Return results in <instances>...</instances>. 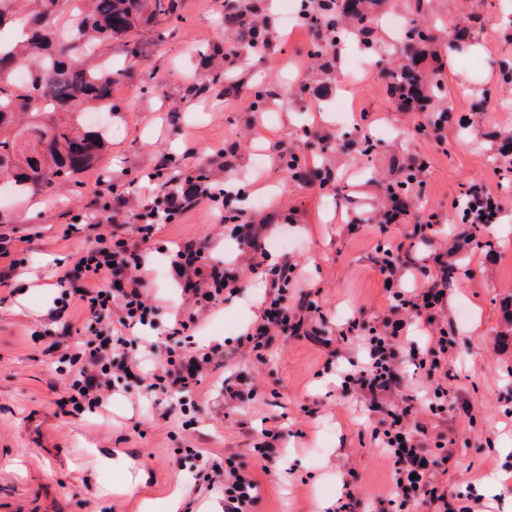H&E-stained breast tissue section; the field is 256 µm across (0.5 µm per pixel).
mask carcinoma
Returning <instances> with one entry per match:
<instances>
[{
    "label": "carcinoma",
    "mask_w": 512,
    "mask_h": 512,
    "mask_svg": "<svg viewBox=\"0 0 512 512\" xmlns=\"http://www.w3.org/2000/svg\"><path fill=\"white\" fill-rule=\"evenodd\" d=\"M375 0H362L352 14L344 0H307L302 14L313 21L320 38L308 57L327 75L334 67L329 51L340 41L355 40L367 48L377 44L379 19ZM175 11V0H0V31L24 22L26 38L0 41V182L15 194L49 193L71 177L94 167L108 151L107 134L87 121V115L112 107V91L127 76L123 68L98 62L94 48L122 45L125 54L140 57L137 29L156 24ZM261 6L248 0H227V15L245 41L228 52L243 63L268 47ZM435 43L434 27L411 21L397 41L404 62L382 71L390 94L421 86L415 109L431 112L432 128L448 111L446 86L438 72L420 80L422 65ZM49 100L52 107L41 106ZM354 146L371 157L377 143L364 134L338 145ZM419 163L409 161L383 188L389 196L413 197L419 185Z\"/></svg>",
    "instance_id": "carcinoma-1"
}]
</instances>
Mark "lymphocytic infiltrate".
Returning a JSON list of instances; mask_svg holds the SVG:
<instances>
[{
  "label": "lymphocytic infiltrate",
  "mask_w": 512,
  "mask_h": 512,
  "mask_svg": "<svg viewBox=\"0 0 512 512\" xmlns=\"http://www.w3.org/2000/svg\"><path fill=\"white\" fill-rule=\"evenodd\" d=\"M224 196L223 185L210 174L191 176L163 193L138 196L118 191L115 185L101 187L92 209L64 225L63 240L83 239L69 264L55 277L58 295L47 312L49 324H67L72 312L81 323L75 340L51 342L49 354L65 368L64 390L74 409L107 410L118 388L130 402L143 395L159 394L185 398L199 392L202 382L231 363H263V352L281 338L319 339L328 358L341 362V387L361 405L368 417L377 419L373 438L385 455L391 489L375 493L361 483L351 455H337L336 474L343 493L335 512H358L363 503L379 504L380 512H403L410 503L448 512L449 499H459V512H488L483 495L473 490L468 475L445 483L442 466L457 456L448 438V425L437 415L440 401L449 392L448 361L453 347L448 343V307L451 302L448 269L453 259L448 239L440 230L438 212L420 213L408 198H392L375 207L370 223L386 229L414 220L420 230V247L397 245L376 264L388 302L385 314L370 325L353 321L351 328H337L335 337L321 335V300L301 296L295 306L284 297L301 267L288 260L267 265V243L275 232L265 209L256 208L246 224L235 225L238 248L224 259V235L180 243L171 254L170 268L179 290V312L159 321V299L147 286L149 244L161 225L176 221L200 206L214 207ZM466 223L512 209V197L504 198L488 182L472 181L455 203ZM262 273L264 291L252 321L233 345L216 342L195 347L191 336L223 303L225 296L241 289L240 277ZM163 330L167 346L152 369L125 348L134 330ZM421 339H412V331ZM420 370L433 399L418 402L405 393L404 367ZM266 387L262 373L252 372L237 384L224 385L211 397L214 417L227 410L253 404ZM261 482L255 470L242 459L238 443L225 442L221 456L197 471L193 491L218 492L222 512H244L260 498Z\"/></svg>",
  "instance_id": "obj_1"
}]
</instances>
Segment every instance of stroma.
<instances>
[{"label": "stroma", "mask_w": 512, "mask_h": 512, "mask_svg": "<svg viewBox=\"0 0 512 512\" xmlns=\"http://www.w3.org/2000/svg\"><path fill=\"white\" fill-rule=\"evenodd\" d=\"M173 18L145 27L141 58L125 56L120 45L104 48V57L127 67L131 76L112 94V147L97 168L78 175L58 193L33 198H0V232L31 234L61 231L72 218L92 206L93 186L102 179L121 183L141 195L151 194L150 176L163 157L189 170L215 148L236 147V156L212 169L214 179L241 188L240 206L263 198L278 223L295 219L290 249L268 243L270 263L295 256L304 268L286 301L295 305L301 291H320L327 330L358 318L372 322L381 309L380 284L371 258L380 245L403 240L412 224L391 227L360 225L357 233L338 231L339 224L362 215L365 181L372 169L396 166L406 153L427 156L430 167L422 180L421 210L433 209L448 221L449 234L462 226L453 207L469 182L497 172L502 192L512 196V160L493 158L490 142L474 131L449 132L447 140L417 135L414 120L404 118L381 79L382 64L393 57L394 40L382 35V47L367 51L365 73L351 78L345 61L330 76L310 67L307 52L313 36L298 24L286 23L280 0H261L267 16L269 49L251 68L236 72L232 84L213 83V73L200 67L199 56L232 47L221 26V13L210 0H176ZM427 15L460 23L480 16L472 48L460 56L437 42L435 64L448 86L457 115L465 116L476 100L486 102L484 125L512 134V92L504 90L499 63L512 60V0H429ZM328 85L327 97L310 99L304 112L288 110L285 97H296L301 83ZM280 94L263 112H250L245 99L257 86ZM344 99L352 136L387 130L376 156L357 152L338 155L323 150L316 136L336 132L328 112L331 100ZM304 155L309 167H338L337 190L327 194L317 180L303 183L283 169L279 144ZM220 221L219 214L198 209L162 225L151 243L148 286L159 295L164 315L180 305L166 250L186 239L201 238ZM74 250L56 240L49 248L27 253L31 275L14 278L0 289V512H145L149 502L169 500L173 512L192 504L195 512H217L215 495L190 501L188 487L199 462L185 452L196 433L206 436L203 454L220 452L225 440L237 439L239 422L261 430L264 418L279 420L287 431L279 461L261 486L258 504L247 512H324L335 505L342 488L335 460L347 452L361 482L377 493L391 487L388 462L371 437L373 426L363 408L337 385L338 368L315 345L278 340L267 352L268 387L258 403L213 420L205 401H198L196 424L185 416L166 420L153 397L133 405L124 394L112 398L110 413L84 412L62 416L56 405L63 387L57 364L39 336L40 317L50 307L57 260ZM453 288V319L459 324L454 360L449 368L453 387L475 406L473 424L458 425L453 437L461 466L477 479L495 478L490 507L512 512V351L499 355L484 376L469 366L495 337L500 321L501 284L512 281V211L497 217L466 246ZM481 288H471V281ZM239 295L226 298L206 326L195 335L197 346L233 343L251 320L263 291L256 275L241 278ZM469 316H462V309ZM153 416L157 425L146 434L133 426ZM138 482L126 494V478Z\"/></svg>", "instance_id": "obj_1"}]
</instances>
